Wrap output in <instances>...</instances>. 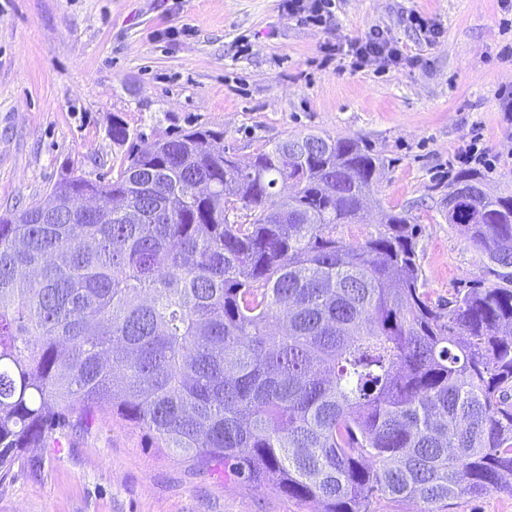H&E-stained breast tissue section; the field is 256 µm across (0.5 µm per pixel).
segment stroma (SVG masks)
Wrapping results in <instances>:
<instances>
[{
	"instance_id": "stroma-1",
	"label": "stroma",
	"mask_w": 512,
	"mask_h": 512,
	"mask_svg": "<svg viewBox=\"0 0 512 512\" xmlns=\"http://www.w3.org/2000/svg\"><path fill=\"white\" fill-rule=\"evenodd\" d=\"M512 13L500 0H335L320 25L282 0H0V213L44 200L65 175L109 178L125 153L113 116L146 141L196 126L241 161L294 135L359 138L390 161L374 198L411 210L436 304L489 278L441 210L458 154H496L487 191L512 196ZM379 26L397 64L327 60ZM272 484L196 468L103 408L27 449L0 512H319Z\"/></svg>"
}]
</instances>
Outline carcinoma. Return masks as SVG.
<instances>
[{"label": "carcinoma", "mask_w": 512, "mask_h": 512, "mask_svg": "<svg viewBox=\"0 0 512 512\" xmlns=\"http://www.w3.org/2000/svg\"><path fill=\"white\" fill-rule=\"evenodd\" d=\"M128 145L0 215V481L26 449L109 406L199 468L322 504L439 512L512 495V288L423 290L418 225L365 205L386 158L307 134L242 163L224 132ZM444 217L512 267V198L453 175Z\"/></svg>", "instance_id": "carcinoma-1"}]
</instances>
